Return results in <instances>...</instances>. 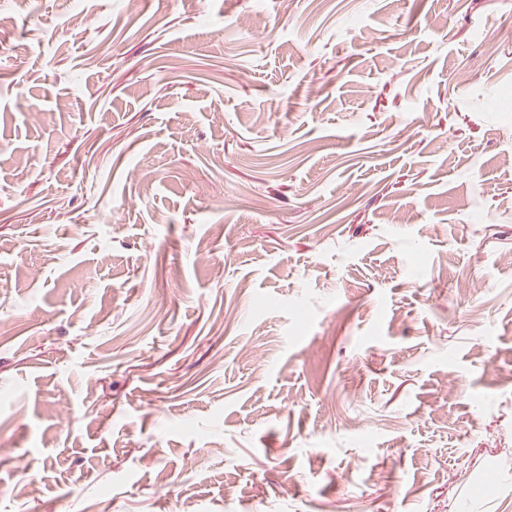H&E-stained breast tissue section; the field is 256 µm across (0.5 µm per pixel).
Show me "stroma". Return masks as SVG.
I'll use <instances>...</instances> for the list:
<instances>
[{
  "instance_id": "obj_1",
  "label": "stroma",
  "mask_w": 512,
  "mask_h": 512,
  "mask_svg": "<svg viewBox=\"0 0 512 512\" xmlns=\"http://www.w3.org/2000/svg\"><path fill=\"white\" fill-rule=\"evenodd\" d=\"M0 12V512H512V0Z\"/></svg>"
}]
</instances>
